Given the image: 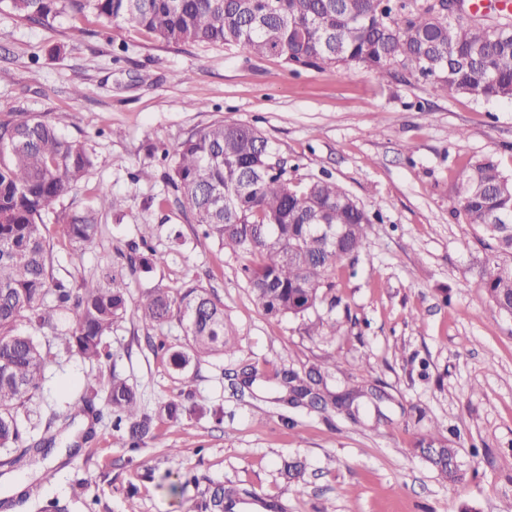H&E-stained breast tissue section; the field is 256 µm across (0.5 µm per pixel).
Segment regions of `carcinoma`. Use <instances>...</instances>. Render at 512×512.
<instances>
[{"label":"carcinoma","instance_id":"cac0c4a2","mask_svg":"<svg viewBox=\"0 0 512 512\" xmlns=\"http://www.w3.org/2000/svg\"><path fill=\"white\" fill-rule=\"evenodd\" d=\"M10 12L39 22L57 13L92 14L123 22L166 44L237 46L257 56L282 59L290 68L361 66L392 78L406 74L436 94L476 100H512V25H484L470 16H448L446 6L422 0H4ZM65 116L0 112V447L24 442L19 412L40 391L55 354L28 332L50 328L64 351L90 363L111 357L107 338L127 316L146 326L178 317L186 347L171 355L186 371L204 358L226 355L234 340L224 303L199 285L172 283L133 298L128 277L149 271L143 252L126 257L98 279H59L46 211L75 189L94 166L84 145L61 131ZM168 183L180 195L204 235L223 248L250 256L243 271L254 301L271 318H310L332 288L336 269L357 260L367 238L369 214L330 176L294 179L287 166L271 171L276 153L256 128L216 120L177 145ZM458 212L495 243L482 286L489 302L512 316V176L490 159L469 161L456 188ZM315 224H337L333 238L314 233ZM73 244L97 231L90 209L60 226ZM75 314L58 331L63 314ZM324 376L284 373L282 386L293 405L327 402L351 418L373 391L320 390ZM114 427L128 447L152 434L156 420L177 422L184 407L171 400L146 413L136 387L112 372L105 385ZM412 455L454 484L462 480L458 448L436 433L417 437ZM304 464L285 460L282 475L300 480ZM236 489L214 486L207 512H225Z\"/></svg>","mask_w":512,"mask_h":512}]
</instances>
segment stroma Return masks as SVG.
Wrapping results in <instances>:
<instances>
[{
    "instance_id": "35a3bbf8",
    "label": "stroma",
    "mask_w": 512,
    "mask_h": 512,
    "mask_svg": "<svg viewBox=\"0 0 512 512\" xmlns=\"http://www.w3.org/2000/svg\"><path fill=\"white\" fill-rule=\"evenodd\" d=\"M65 113L94 167L49 211L50 229L97 209L98 232L75 247L54 239L58 276H102L139 242L154 251L132 295L172 282L198 284L224 303L238 347L176 373L170 350L179 321L146 327L127 317L109 337L116 363L59 353L21 412L27 443L54 438L36 463L0 449V512H202L215 485L247 491L233 512H498L512 500V316L490 307L481 286L489 239L456 212L454 185L469 160L512 174V102L437 95L357 67L289 71L280 58L234 46L165 44L127 24L60 13L33 24L0 9V112ZM253 125L297 176L330 174L374 220L357 262L337 270L319 307L333 336L305 320L264 315L243 255L202 234L168 186L170 148L212 121ZM464 130L461 140L449 138ZM152 179L136 180L140 168ZM107 192L120 210L100 207ZM339 365L329 390L367 382L381 408L359 421L334 408L280 402L283 372L306 375L328 355ZM120 370L147 409L176 399L191 413L157 423L137 448L112 426L104 394L69 422L86 380ZM258 379L247 389L244 371ZM456 437L462 482L442 481L410 449L428 429ZM306 465L301 485L281 464ZM88 487L72 494L75 483Z\"/></svg>"
}]
</instances>
